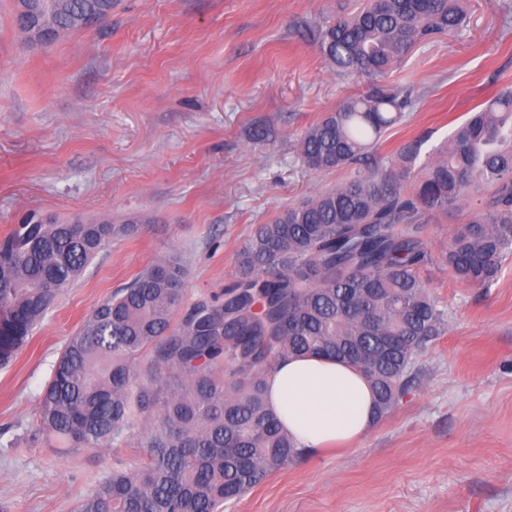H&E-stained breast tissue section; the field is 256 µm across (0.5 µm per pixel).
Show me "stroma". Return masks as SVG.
<instances>
[{"label": "stroma", "instance_id": "35a3bbf8", "mask_svg": "<svg viewBox=\"0 0 512 512\" xmlns=\"http://www.w3.org/2000/svg\"><path fill=\"white\" fill-rule=\"evenodd\" d=\"M355 0H114L95 31L29 46L0 0V237L28 216L138 218L56 299L0 366V512H74L133 447L62 448L36 430L67 339L163 255L187 266L185 305L222 295L252 225L335 188L300 135L370 84L415 102L379 153L448 138L512 85V0H466L459 36L420 44L369 80L336 73L312 28ZM444 333L414 359L408 394L359 442L317 450L224 512H512V254L490 287L428 266Z\"/></svg>", "mask_w": 512, "mask_h": 512}]
</instances>
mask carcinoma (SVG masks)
Segmentation results:
<instances>
[{
  "label": "carcinoma",
  "instance_id": "carcinoma-1",
  "mask_svg": "<svg viewBox=\"0 0 512 512\" xmlns=\"http://www.w3.org/2000/svg\"><path fill=\"white\" fill-rule=\"evenodd\" d=\"M53 40L106 20L112 0H47ZM462 0H365L318 29L336 72L372 78L434 34L456 36ZM412 104L402 86H374L311 125L298 155L315 171L345 170L335 188L255 224L236 253L222 301H184L186 267L171 253L99 302L57 359L37 429L63 448H120L147 422L134 464L115 462L78 512H222L304 450L268 408L267 373L289 355L358 367L379 415L408 392L413 358L441 335L444 312L421 272L437 261L485 287L512 252V88L478 105L420 161L425 138L377 155ZM466 207L448 248L433 257L427 225ZM127 224L26 222L0 238V364L43 320L63 288ZM147 357L146 378L137 363Z\"/></svg>",
  "mask_w": 512,
  "mask_h": 512
}]
</instances>
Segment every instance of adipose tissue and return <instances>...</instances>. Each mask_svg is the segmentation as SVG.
Instances as JSON below:
<instances>
[{"instance_id": "obj_1", "label": "adipose tissue", "mask_w": 512, "mask_h": 512, "mask_svg": "<svg viewBox=\"0 0 512 512\" xmlns=\"http://www.w3.org/2000/svg\"><path fill=\"white\" fill-rule=\"evenodd\" d=\"M270 404L298 447L314 451L365 436L376 414L362 372L333 358L279 360L267 376Z\"/></svg>"}]
</instances>
